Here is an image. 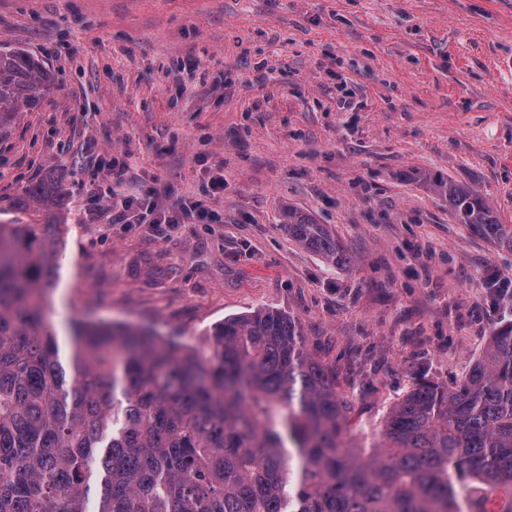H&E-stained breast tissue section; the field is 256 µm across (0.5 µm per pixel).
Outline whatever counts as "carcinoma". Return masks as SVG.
I'll return each instance as SVG.
<instances>
[{
    "label": "carcinoma",
    "instance_id": "1",
    "mask_svg": "<svg viewBox=\"0 0 512 512\" xmlns=\"http://www.w3.org/2000/svg\"><path fill=\"white\" fill-rule=\"evenodd\" d=\"M48 73L0 50V128L36 108ZM425 181L459 224L512 248L473 187ZM64 196L43 182L24 197ZM288 235L333 263L308 215ZM55 224H0V512H512V323L454 387L396 401L379 439L349 438L353 400L291 316L226 318L189 346L128 323L75 320L60 339L44 290Z\"/></svg>",
    "mask_w": 512,
    "mask_h": 512
}]
</instances>
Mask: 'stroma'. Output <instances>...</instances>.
I'll return each instance as SVG.
<instances>
[{
    "label": "stroma",
    "instance_id": "obj_1",
    "mask_svg": "<svg viewBox=\"0 0 512 512\" xmlns=\"http://www.w3.org/2000/svg\"><path fill=\"white\" fill-rule=\"evenodd\" d=\"M0 48L52 81L0 129V224H56L68 319L149 326L183 343L257 309L291 314L355 394L372 442L413 385L453 384L512 300V250L456 223L425 181L476 187L512 224V0H0ZM346 108H338L340 99ZM168 206L220 224L160 235L114 224L112 160ZM49 181L57 204L24 202ZM339 241L331 266L289 237L288 208Z\"/></svg>",
    "mask_w": 512,
    "mask_h": 512
}]
</instances>
